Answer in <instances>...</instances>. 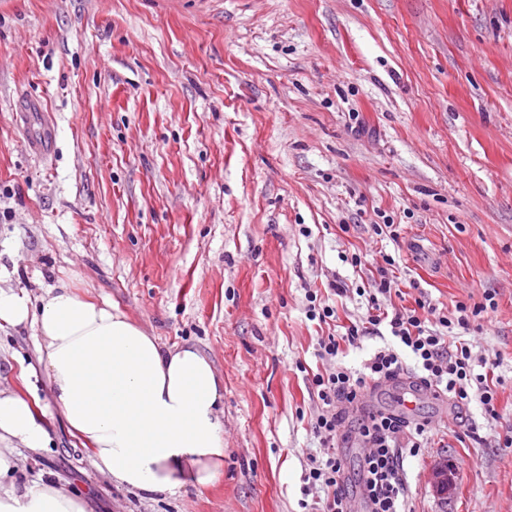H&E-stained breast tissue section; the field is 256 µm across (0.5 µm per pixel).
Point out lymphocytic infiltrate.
<instances>
[{"label":"lymphocytic infiltrate","instance_id":"obj_1","mask_svg":"<svg viewBox=\"0 0 512 512\" xmlns=\"http://www.w3.org/2000/svg\"><path fill=\"white\" fill-rule=\"evenodd\" d=\"M384 262L363 319L347 325L344 332L318 340V356L327 368L309 379L319 404L310 427L322 452L310 458L304 472L302 512H352L356 497L362 499L365 512H403L408 498L404 459L419 455L427 425L378 410L364 413L357 425L345 428L347 408L356 405L369 386L398 382L410 367L415 386L434 397L448 398L460 406L475 400L486 417L499 415L497 394L487 374L478 372L468 342L456 336L457 330L468 329L472 321L495 309L493 295L484 294L482 301L473 304L458 302L451 313L420 298L414 308L391 311L384 300L397 287L396 261L388 256ZM384 323L389 325L396 347L376 350L358 371L337 363L344 347L355 345ZM351 443L364 449L352 486L347 483L343 463V449Z\"/></svg>","mask_w":512,"mask_h":512}]
</instances>
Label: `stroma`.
<instances>
[{
	"label": "stroma",
	"instance_id": "35a3bbf8",
	"mask_svg": "<svg viewBox=\"0 0 512 512\" xmlns=\"http://www.w3.org/2000/svg\"><path fill=\"white\" fill-rule=\"evenodd\" d=\"M36 101L44 158L17 119ZM381 212L399 240L374 234ZM387 255L395 307L497 302L465 338L494 365L499 415L421 397L408 506L512 512V0H0L6 287L116 305L224 381L223 479L145 500L69 433L30 325L1 330L0 384L34 370L52 437L20 450L30 477L88 512H300L320 452L307 294L346 283L338 315L358 320ZM53 133L46 122H40V127L33 130L27 138L30 152L36 155L47 154L52 147Z\"/></svg>",
	"mask_w": 512,
	"mask_h": 512
}]
</instances>
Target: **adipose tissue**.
Returning <instances> with one entry per match:
<instances>
[{"label":"adipose tissue","mask_w":512,"mask_h":512,"mask_svg":"<svg viewBox=\"0 0 512 512\" xmlns=\"http://www.w3.org/2000/svg\"><path fill=\"white\" fill-rule=\"evenodd\" d=\"M0 323L33 327L54 405L118 487L173 496L223 477L224 382L198 348L162 349L65 285L36 301L0 288ZM49 442L33 401L0 388V512H85L78 494L19 470V449Z\"/></svg>","instance_id":"obj_1"}]
</instances>
